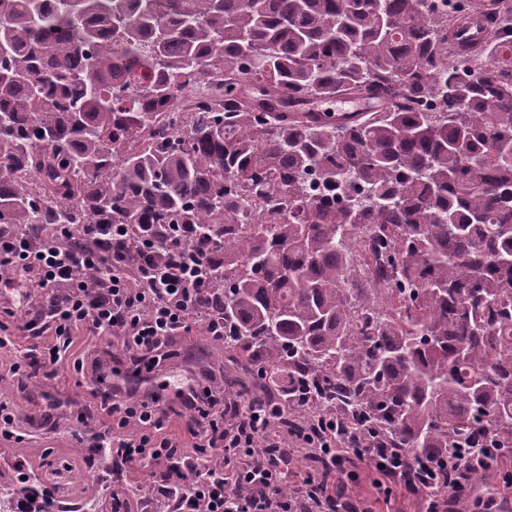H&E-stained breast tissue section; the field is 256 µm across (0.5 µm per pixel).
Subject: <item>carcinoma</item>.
Segmentation results:
<instances>
[{
  "mask_svg": "<svg viewBox=\"0 0 512 512\" xmlns=\"http://www.w3.org/2000/svg\"><path fill=\"white\" fill-rule=\"evenodd\" d=\"M454 2L0 0V224L189 225L224 349L310 418L512 448V9L470 45L487 12ZM220 76L221 106L160 112ZM339 92L361 109L319 110ZM21 492L0 472V512H44Z\"/></svg>",
  "mask_w": 512,
  "mask_h": 512,
  "instance_id": "carcinoma-1",
  "label": "carcinoma"
}]
</instances>
